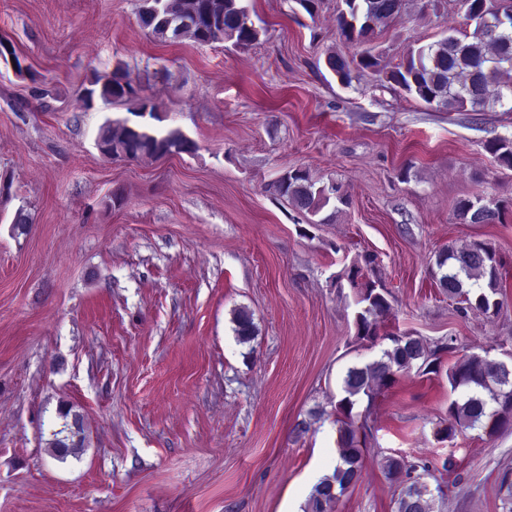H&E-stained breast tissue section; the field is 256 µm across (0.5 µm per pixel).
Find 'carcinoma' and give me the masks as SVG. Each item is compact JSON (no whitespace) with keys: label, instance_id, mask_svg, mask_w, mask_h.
<instances>
[{"label":"carcinoma","instance_id":"1","mask_svg":"<svg viewBox=\"0 0 512 512\" xmlns=\"http://www.w3.org/2000/svg\"><path fill=\"white\" fill-rule=\"evenodd\" d=\"M337 25L348 42L370 45L392 23L402 18L403 0H340ZM467 20L487 21L485 30L448 28L450 34L435 43L409 49L397 63L369 48L348 59L334 51L326 53V63L340 82L351 85L364 72L390 83L438 110L458 111L470 107L483 111L489 106H505L512 112V0H461ZM507 22H499V17ZM140 25L160 42L189 39L197 44L230 41L237 48L258 42L261 29L251 19L243 0H141ZM103 101H125L134 105L131 113L161 121L156 107L140 96V86L131 73L116 67L111 73L98 75L85 89L83 103L94 97ZM101 155L109 160L160 159L176 154H193L196 143L180 131L164 132L149 124H129L117 119L99 131ZM488 149L499 163L512 167V139L499 138ZM267 191L287 199L293 209L305 217L318 216L331 201L348 204L343 186L335 181L322 183L308 170L286 171L267 184ZM480 205L491 223L502 221V207L481 196L458 202L456 216L468 222L470 210ZM434 282L448 299L457 301L463 316L479 313L495 316L500 310L498 296L504 294L508 271L495 248L487 241L475 240L456 248L450 246L436 256ZM376 257L370 253L357 256L336 279H347L356 306L355 326L359 340L373 347L384 341L389 347L366 364L348 365L340 378L342 397L333 414L338 433L339 457L332 474L320 479L309 498L310 512H331V504L356 487L364 469V451L370 428L367 419L354 412L363 399L372 404L391 387L398 376L417 368L437 371L441 357L454 349L441 340L429 346L418 336L388 329L384 322L391 311L389 291L375 274ZM231 322L236 341L250 342L257 328L252 313L239 307L232 310ZM448 383L457 398L448 406V419L441 423L437 435L452 438L464 429L481 428L490 436L512 423V366L480 355H463L447 372ZM65 419L61 429L52 432L48 446L52 455L63 462L77 457L85 447L86 435L82 415L71 410L59 411ZM385 478L396 486L395 512H434V497L421 481L419 471H428L426 463L408 464L387 457L381 464Z\"/></svg>","mask_w":512,"mask_h":512}]
</instances>
